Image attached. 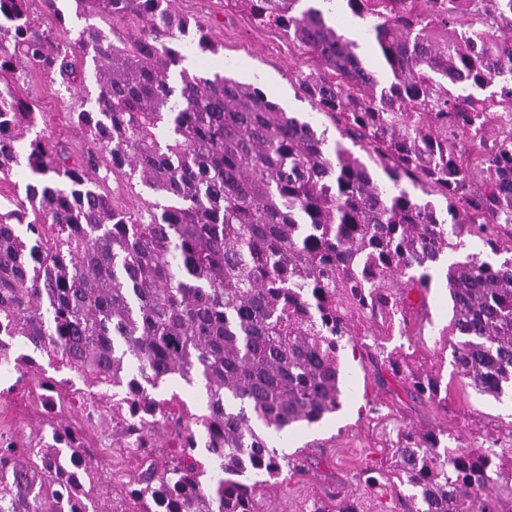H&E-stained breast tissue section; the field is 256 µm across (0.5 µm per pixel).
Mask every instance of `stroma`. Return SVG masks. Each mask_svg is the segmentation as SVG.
I'll return each mask as SVG.
<instances>
[{"mask_svg": "<svg viewBox=\"0 0 512 512\" xmlns=\"http://www.w3.org/2000/svg\"><path fill=\"white\" fill-rule=\"evenodd\" d=\"M178 11L205 24L219 47L217 55H193L189 65L205 73L220 72L262 88L284 111L309 121L329 143L339 138L335 119L305 98L301 74L312 67L306 54L278 30L253 25L247 14L229 13L224 0H178ZM22 95L39 100L48 114L47 135H69L68 113L80 110L85 98L61 90L44 75L33 72L20 87ZM424 333L418 350L434 358L439 333L452 317V302L441 282H433L425 299ZM344 393L335 414L312 425L292 430L281 453H301L305 473L284 472L282 481L260 490L265 512H302L309 500L326 498L339 490L354 491V474L361 468L384 467L390 458L389 442L401 426L420 430L446 428L474 440L504 435L512 429V396L493 398L454 379L450 362L442 375L449 381L448 406L440 409L426 400L407 396L392 376L378 378L371 364L352 355L342 358ZM76 431L90 450L93 489L109 512H134L135 502L122 490L137 460L114 451L112 412L106 397L89 393L69 371L55 370L47 358L25 374H0V434L27 448L50 437L54 423Z\"/></svg>", "mask_w": 512, "mask_h": 512, "instance_id": "stroma-1", "label": "stroma"}]
</instances>
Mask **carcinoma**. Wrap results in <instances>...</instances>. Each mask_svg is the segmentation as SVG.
<instances>
[{"mask_svg": "<svg viewBox=\"0 0 512 512\" xmlns=\"http://www.w3.org/2000/svg\"><path fill=\"white\" fill-rule=\"evenodd\" d=\"M74 2L93 22L59 41L31 0H0V186L22 164L31 174L0 192V367L33 368L39 352L114 389L139 512H261L259 485L304 467L265 433L340 409L347 350L447 405L412 340L439 270L454 375L484 395L512 391V256L448 261L464 235L512 253V236L500 241L512 225V0H341L370 21L385 82L316 6L225 0L302 48L314 62L303 95L374 155L382 180L260 87L185 67L217 49L176 0ZM473 16L495 30H473ZM79 58L97 93L68 114L74 145L36 132L46 113L20 83L37 71L80 95ZM491 104L502 112L488 145ZM397 334L407 343L389 347ZM174 377L203 385L206 413L161 462L154 391ZM508 437L407 427L390 468L356 481L395 490L401 512H512ZM83 448L67 430L35 448L0 436V512H102L83 478L62 474L71 457L91 474ZM308 512L367 510L351 494Z\"/></svg>", "mask_w": 512, "mask_h": 512, "instance_id": "1", "label": "carcinoma"}]
</instances>
